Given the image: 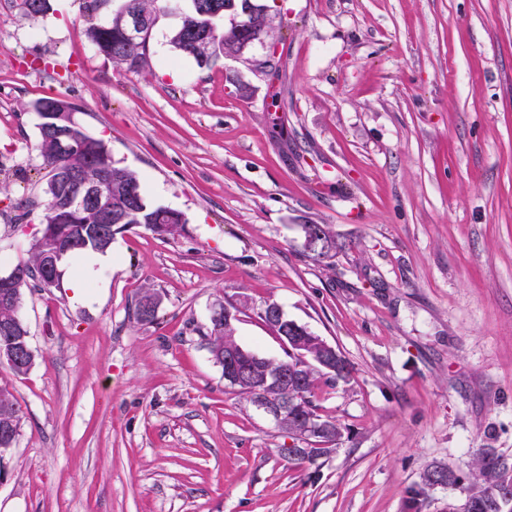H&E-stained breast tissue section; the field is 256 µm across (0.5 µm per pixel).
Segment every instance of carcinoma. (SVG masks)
<instances>
[{
    "mask_svg": "<svg viewBox=\"0 0 512 512\" xmlns=\"http://www.w3.org/2000/svg\"><path fill=\"white\" fill-rule=\"evenodd\" d=\"M177 3L178 0H165V4L160 6L158 0H120V7L112 11L111 21L88 27L85 30L86 38L113 64L129 71L145 72L151 65L150 42L130 43L126 40L120 23L122 8L129 5L146 18L156 21L159 15H168ZM19 6L27 17L37 19L49 11V0H20ZM228 14L241 16V27L222 25L221 21ZM268 24L267 6L256 3V0H186L185 16L171 27L169 43L176 52L193 58L198 65L203 66L220 57L236 54L246 40L268 27ZM63 104L64 101L59 97L35 101L31 109L39 119L37 128L41 130L49 126L50 118ZM84 131L82 125L75 126L74 133L81 140V144L77 150L67 154H60L52 148L50 133L39 134L37 151L40 166L49 175L44 188L47 202L40 223L54 225L55 234L65 238L77 235L81 225L93 223L89 215L67 208L64 198L56 191L55 184L73 172L96 182L101 178L102 172L108 169L112 171V180L106 183L104 189L112 200V218L116 231L142 225L160 236L177 234L181 224L185 223L183 214L174 209L167 210L162 206L151 205L144 198L139 203L134 202L132 194L143 195L137 174L112 161V152L108 145L101 139L87 140ZM302 229L319 231L328 245L325 252L304 253L306 258L321 262L334 257L338 243L328 225L305 224ZM46 251L47 242L37 237L27 257L15 263V267L24 276L18 288L19 295H24V289L31 286L58 287V284L46 281L42 275ZM155 298L157 294L149 290L140 297L136 307L138 322L153 324L158 320L159 307L148 310L144 305V302ZM207 337L209 353L214 363L220 366L224 365V353L241 348L236 339V328L222 320L211 322ZM305 343L310 358L300 369L304 386L299 397L285 413L284 428L290 433H306L319 443L337 441L342 436L341 426L318 413L315 389L321 377L331 386L348 382L352 376V367L338 352L336 366L343 375L338 378L329 374L314 360V357L321 354L320 344L310 336L305 339ZM292 360L293 356L288 352L285 353L283 361L269 364L259 360L258 354L250 350L244 356V362L258 373L266 367L278 370L281 364H290ZM5 418L12 420L16 429H21L23 415L20 407L11 394L0 391V422ZM442 479L448 480L450 485L460 480L466 481V489L475 503L472 512H484L481 504L490 496L500 492L512 495V458L505 457L495 448H482L473 456L468 464V472L464 475L445 465L427 467L421 474L420 481L407 491L408 512H422V506L434 482Z\"/></svg>",
    "mask_w": 512,
    "mask_h": 512,
    "instance_id": "1",
    "label": "carcinoma"
}]
</instances>
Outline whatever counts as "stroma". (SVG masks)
Instances as JSON below:
<instances>
[{"label": "stroma", "instance_id": "stroma-1", "mask_svg": "<svg viewBox=\"0 0 512 512\" xmlns=\"http://www.w3.org/2000/svg\"><path fill=\"white\" fill-rule=\"evenodd\" d=\"M261 2L278 79L259 46L178 55L167 16L151 70L129 72L85 36L117 0H50L35 20L0 0V272L46 202L41 98L70 100L147 201L186 218L25 289L36 360L0 365L23 413L0 512H404L426 465L512 456V0ZM310 223L335 257H304ZM147 289L161 304L143 325ZM219 302L262 356L284 355L260 317L275 302L353 366L315 390L343 428L330 454L294 468L293 435L226 386L206 340ZM303 232L307 229H315L318 230L322 234V239L328 245L327 251H319V252H307L304 251V256L311 261L320 262L327 258H332L336 255V250L338 249V243L336 242L335 235L331 232L326 224H306L302 227ZM334 252V253H333ZM333 253V254H332Z\"/></svg>", "mask_w": 512, "mask_h": 512}]
</instances>
